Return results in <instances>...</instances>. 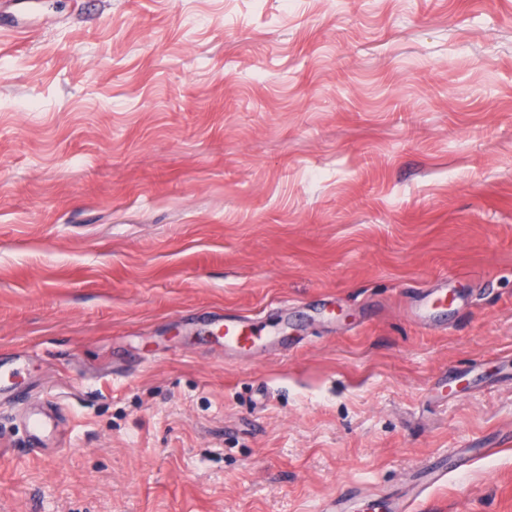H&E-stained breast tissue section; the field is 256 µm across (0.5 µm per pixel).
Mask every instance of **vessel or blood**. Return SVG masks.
I'll use <instances>...</instances> for the list:
<instances>
[{"label": "vessel or blood", "mask_w": 512, "mask_h": 512, "mask_svg": "<svg viewBox=\"0 0 512 512\" xmlns=\"http://www.w3.org/2000/svg\"><path fill=\"white\" fill-rule=\"evenodd\" d=\"M465 303L463 292L449 289L447 281L436 282L430 288L418 293L411 312L422 324L432 321L436 309L448 306L462 307ZM262 336L255 325L245 319H228L224 322V345L231 351H242L255 346ZM25 429L30 443H37L56 430L52 411L30 416ZM469 465L467 453L459 451L447 458L425 463L410 490L402 495L383 497L377 494L365 496L347 489L327 500L321 512H416L428 493L448 480L449 474L460 473Z\"/></svg>", "instance_id": "b4317fda"}]
</instances>
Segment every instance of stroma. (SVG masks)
Returning <instances> with one entry per match:
<instances>
[{"label": "stroma", "mask_w": 512, "mask_h": 512, "mask_svg": "<svg viewBox=\"0 0 512 512\" xmlns=\"http://www.w3.org/2000/svg\"><path fill=\"white\" fill-rule=\"evenodd\" d=\"M0 368V512H512V0H0ZM465 304L463 292L457 290L448 291V278H443L430 288L418 293L411 312L414 317L426 325L432 324V317L437 308L448 306L462 307ZM215 325L218 332L224 327V346L235 352L255 346L264 337L252 322L245 319H224V325L220 322ZM25 429L28 441L33 448L43 437L53 434L56 430L55 418L50 409L30 416L26 422ZM466 452L449 454L447 459L425 463L404 495L382 497L378 494L363 496L353 489H346L327 500L321 512H368L384 509L386 512H413L426 499L428 493L448 480L449 473H461L469 465Z\"/></svg>", "instance_id": "stroma-1"}]
</instances>
